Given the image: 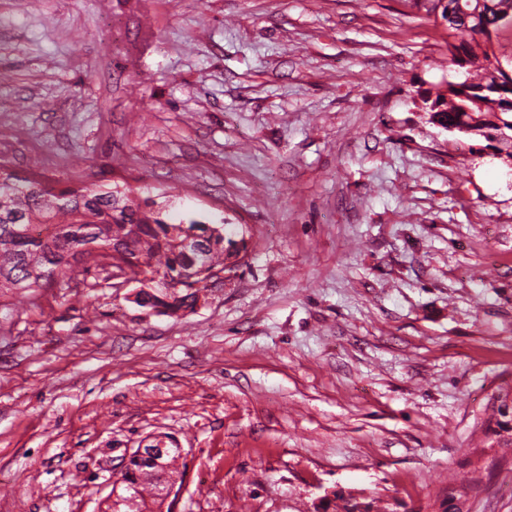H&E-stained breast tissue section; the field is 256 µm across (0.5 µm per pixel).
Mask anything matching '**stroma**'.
<instances>
[{
    "mask_svg": "<svg viewBox=\"0 0 512 512\" xmlns=\"http://www.w3.org/2000/svg\"><path fill=\"white\" fill-rule=\"evenodd\" d=\"M447 31L404 0H0V159L125 181L247 251L194 308L98 268L0 306V512H98L157 433L171 512H512V168L432 123ZM509 394H504V399L501 401L497 411L492 409V413L485 420V433L487 436H493L491 438V443L489 444L488 449L495 448L496 445L498 448L502 449L505 453L508 450L511 451L512 447V397L511 409H509L508 404L506 403V398ZM511 431V434H510Z\"/></svg>",
    "mask_w": 512,
    "mask_h": 512,
    "instance_id": "1",
    "label": "stroma"
}]
</instances>
